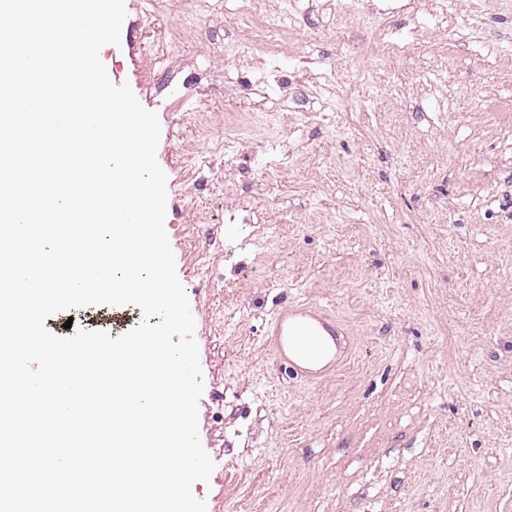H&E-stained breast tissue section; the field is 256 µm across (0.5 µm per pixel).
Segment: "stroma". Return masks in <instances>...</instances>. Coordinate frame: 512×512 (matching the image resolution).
<instances>
[{"label":"stroma","instance_id":"35a3bbf8","mask_svg":"<svg viewBox=\"0 0 512 512\" xmlns=\"http://www.w3.org/2000/svg\"><path fill=\"white\" fill-rule=\"evenodd\" d=\"M370 2L414 49L352 54L338 16L306 13L276 66L289 124L261 108L276 0H125L102 52L160 121L207 512H512V0H453L444 27L439 0H343ZM285 301L349 330L335 376L282 377Z\"/></svg>","mask_w":512,"mask_h":512}]
</instances>
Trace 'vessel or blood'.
<instances>
[{
  "mask_svg": "<svg viewBox=\"0 0 512 512\" xmlns=\"http://www.w3.org/2000/svg\"><path fill=\"white\" fill-rule=\"evenodd\" d=\"M269 344L285 375L314 384L347 358V331L328 308L305 302L282 303L268 330Z\"/></svg>",
  "mask_w": 512,
  "mask_h": 512,
  "instance_id": "vessel-or-blood-1",
  "label": "vessel or blood"
}]
</instances>
